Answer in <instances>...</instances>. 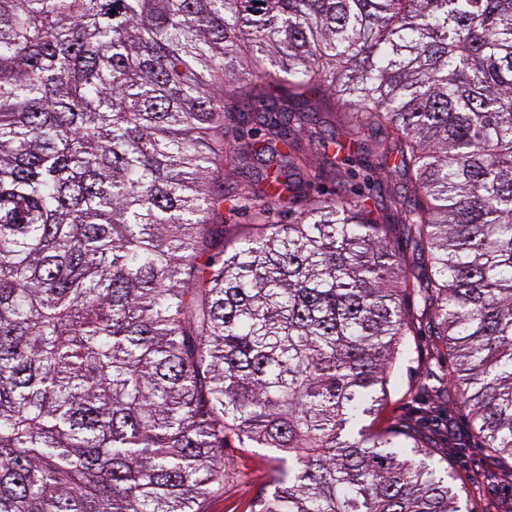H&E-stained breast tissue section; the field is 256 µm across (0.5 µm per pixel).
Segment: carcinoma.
Wrapping results in <instances>:
<instances>
[{"label": "carcinoma", "instance_id": "carcinoma-1", "mask_svg": "<svg viewBox=\"0 0 512 512\" xmlns=\"http://www.w3.org/2000/svg\"><path fill=\"white\" fill-rule=\"evenodd\" d=\"M338 100L381 220L309 193ZM407 292L455 354L419 390L512 459V0H0V512H199L233 444L256 512H468L465 447L360 425ZM336 161L339 164L348 163L349 166L346 167L359 173L356 180L346 185L347 190L361 187L363 192L377 201L384 213L394 209V199H397L400 188L394 179L389 177L386 170H380L376 167V162L372 158L367 156L364 158L355 144L353 146L348 144L345 149L336 153ZM277 454L268 448H226L224 485L201 500V512H251L276 481Z\"/></svg>", "mask_w": 512, "mask_h": 512}]
</instances>
